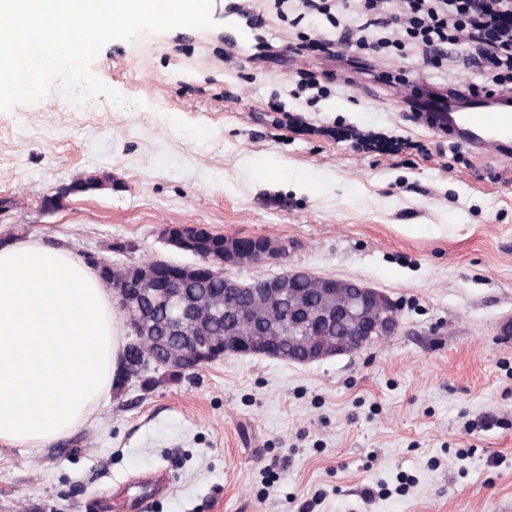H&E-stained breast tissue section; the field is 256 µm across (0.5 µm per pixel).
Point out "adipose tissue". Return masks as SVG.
<instances>
[{
  "instance_id": "obj_1",
  "label": "adipose tissue",
  "mask_w": 512,
  "mask_h": 512,
  "mask_svg": "<svg viewBox=\"0 0 512 512\" xmlns=\"http://www.w3.org/2000/svg\"><path fill=\"white\" fill-rule=\"evenodd\" d=\"M124 345L92 266L61 248L0 245V445L37 448L92 424Z\"/></svg>"
}]
</instances>
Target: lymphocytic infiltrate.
<instances>
[{
	"instance_id": "lymphocytic-infiltrate-1",
	"label": "lymphocytic infiltrate",
	"mask_w": 512,
	"mask_h": 512,
	"mask_svg": "<svg viewBox=\"0 0 512 512\" xmlns=\"http://www.w3.org/2000/svg\"><path fill=\"white\" fill-rule=\"evenodd\" d=\"M301 4L305 15L330 17L338 34L332 40L314 34L295 45V52L327 53L332 45H342L337 62L374 72L380 82L389 76L375 71L373 59L378 55L402 56L415 49L432 68L460 56L474 77L454 85V92L473 97L512 93V0H360L359 21L353 27L332 16L326 0Z\"/></svg>"
}]
</instances>
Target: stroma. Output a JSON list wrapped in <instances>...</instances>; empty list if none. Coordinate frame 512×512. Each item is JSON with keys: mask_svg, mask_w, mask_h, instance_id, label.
Instances as JSON below:
<instances>
[{"mask_svg": "<svg viewBox=\"0 0 512 512\" xmlns=\"http://www.w3.org/2000/svg\"><path fill=\"white\" fill-rule=\"evenodd\" d=\"M335 67L257 63L227 51L223 28H183L110 42L95 60L143 108L53 93L0 112L1 238L24 225L27 240L116 265L189 262L160 235L172 224L285 241V261L227 275L357 280L401 321L358 354L231 356L147 392L132 384L66 440L0 445V512H85L93 497L131 512L122 485L154 473L168 488L146 512H512V159L415 123L394 87L366 77L297 93L301 72ZM385 69L435 87L472 76L412 56ZM272 101L309 128L280 123ZM349 128L409 146L361 149ZM89 177L101 188L43 213V196Z\"/></svg>", "mask_w": 512, "mask_h": 512, "instance_id": "obj_1", "label": "stroma"}]
</instances>
